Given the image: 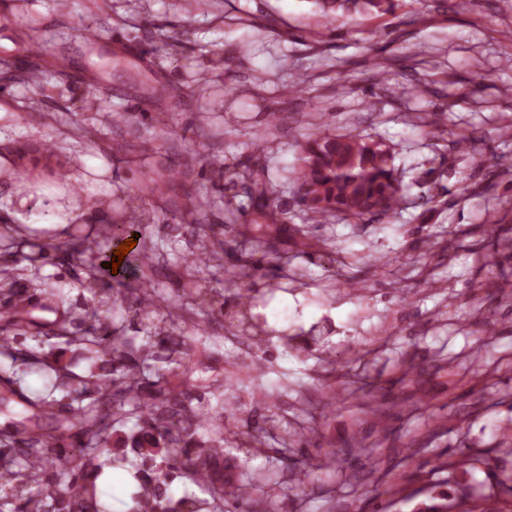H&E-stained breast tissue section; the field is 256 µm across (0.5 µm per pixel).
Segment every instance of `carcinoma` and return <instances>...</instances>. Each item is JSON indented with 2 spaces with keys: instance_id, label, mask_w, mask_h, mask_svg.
Wrapping results in <instances>:
<instances>
[{
  "instance_id": "carcinoma-1",
  "label": "carcinoma",
  "mask_w": 512,
  "mask_h": 512,
  "mask_svg": "<svg viewBox=\"0 0 512 512\" xmlns=\"http://www.w3.org/2000/svg\"><path fill=\"white\" fill-rule=\"evenodd\" d=\"M315 2L327 24L340 17L388 14L397 6L396 0ZM47 64L46 55L37 51L29 67L13 75L14 82L28 86L47 72ZM206 166L211 180L231 195L220 200L200 191L189 193L188 203L170 225L173 231L183 224L195 226L201 242L196 249L176 255L190 301L176 306L174 318L168 298L153 277L163 247L152 241L151 224L143 214L130 212L125 220L101 228L96 238L76 227L60 242L31 240L24 225L0 221V249L8 258L0 268V357L7 360L0 364V400L7 403L20 394L15 378L19 361L46 371L50 379L48 393L25 398L31 414L0 435V512H16L18 501L22 512H98L96 491L86 473L102 463L104 449L128 446L139 457L133 465L145 472L135 512H151L150 505L171 499L167 487L174 470L206 494L203 499L194 495L178 499L186 506L185 512H224L226 506L232 512H256L257 501L241 483L233 484L231 498H225L229 479L224 475V446L250 447L274 430L286 443L294 432L270 405L269 415L245 432L224 424V403L240 392V386L233 376L205 375V362L215 354L212 347L218 341L205 319L212 312H224L225 297L222 282L207 280L203 273L219 254L229 256L231 250L222 240L217 248L210 247L212 227L205 220L209 212L221 207L233 213V200L242 193L248 198L247 209L257 216L255 223L244 225L245 230L251 239L270 248L288 224V209L281 206L270 183L255 177L252 166L210 158ZM172 172L171 167L163 173L150 167L142 172L141 182L154 197L155 209L166 195ZM289 180L305 201L307 224L294 227L303 240L308 239L311 224H325L333 218L364 224L397 214L405 203L393 154L354 131L318 129L311 133L301 144L298 165ZM126 225L142 240L141 249L132 254L124 270L134 274L130 281L112 273L107 255L116 239L112 229ZM57 253L83 272L78 283L93 293V308L78 310L63 286L28 278L35 263ZM279 270L278 258L266 251L249 271H235L233 276L247 277L256 285L274 279ZM22 281L45 299L43 308L54 319L43 322L33 316L29 299L13 289V284ZM124 305L139 320L137 336L127 335L125 327L112 319V311ZM161 314L167 323L164 329L156 323ZM186 321L196 325L192 336L180 332ZM27 339L36 346H24ZM57 346L77 352L98 371L80 376L56 360L49 361ZM190 386L208 393L204 404L195 402ZM129 422L133 423L132 434L112 441L116 426ZM477 462L488 464L478 455L456 460L450 454L437 468L456 470ZM258 481L269 489L262 512H275L271 494L275 480L266 471L250 476V483ZM412 512H512V499H478L464 488L455 494L432 491Z\"/></svg>"
}]
</instances>
